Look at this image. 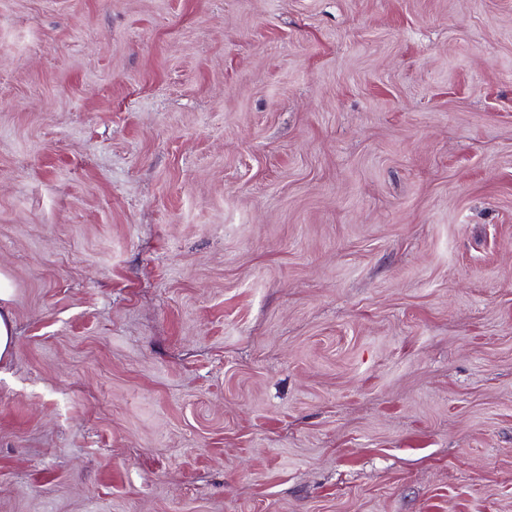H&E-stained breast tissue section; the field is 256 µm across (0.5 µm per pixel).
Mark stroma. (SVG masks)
I'll return each instance as SVG.
<instances>
[{
  "mask_svg": "<svg viewBox=\"0 0 512 512\" xmlns=\"http://www.w3.org/2000/svg\"><path fill=\"white\" fill-rule=\"evenodd\" d=\"M0 512H512V0H0ZM14 290L10 276L0 271V362L10 359L15 343V323L9 306Z\"/></svg>",
  "mask_w": 512,
  "mask_h": 512,
  "instance_id": "35a3bbf8",
  "label": "stroma"
}]
</instances>
